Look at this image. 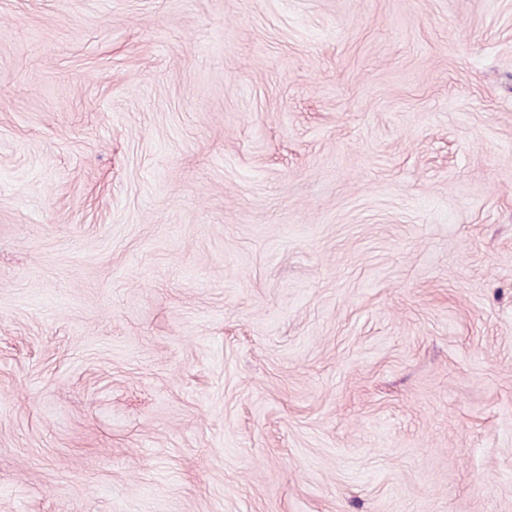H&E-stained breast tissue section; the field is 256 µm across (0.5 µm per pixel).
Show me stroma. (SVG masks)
I'll return each mask as SVG.
<instances>
[{
    "label": "stroma",
    "instance_id": "obj_1",
    "mask_svg": "<svg viewBox=\"0 0 512 512\" xmlns=\"http://www.w3.org/2000/svg\"><path fill=\"white\" fill-rule=\"evenodd\" d=\"M0 512H512V0H0Z\"/></svg>",
    "mask_w": 512,
    "mask_h": 512
}]
</instances>
